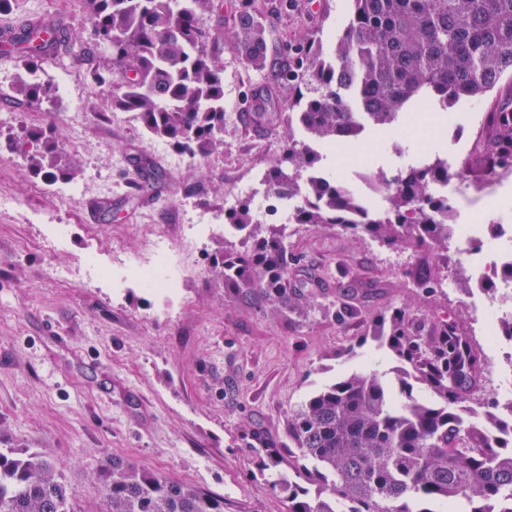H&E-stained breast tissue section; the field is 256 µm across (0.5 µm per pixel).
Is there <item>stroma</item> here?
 Masks as SVG:
<instances>
[{"label": "stroma", "mask_w": 512, "mask_h": 512, "mask_svg": "<svg viewBox=\"0 0 512 512\" xmlns=\"http://www.w3.org/2000/svg\"><path fill=\"white\" fill-rule=\"evenodd\" d=\"M272 27L281 34V59L303 41H319L333 53L348 22L346 0H266ZM62 14L70 31L84 23L80 0H16L9 22ZM261 83L232 52L224 54V97L232 118L224 145L208 157L189 156L181 173L163 168L148 191L127 195L138 182L134 158L158 160L154 137L137 121L113 126L100 119L110 95L88 76L72 86L84 102L89 134L72 140L57 101L18 103L0 99V448H37L61 469L86 512L100 493L92 474L108 459H129L146 469L234 499L241 512H287V501L255 477L259 443L286 440V416L314 390L369 365L392 366L370 339L371 318L394 307L458 325L483 365L497 351L458 289L467 266L448 270L426 252L410 251L403 265L392 250L335 224L298 226L288 239L294 256L293 290L305 297L301 312L272 310L262 296L226 294L212 271L224 245L216 227L189 260L176 302L139 285L114 290L83 284L59 270L93 258L111 268L112 254L134 258L146 250L139 229L144 216L177 234L178 198L196 197L201 209L224 214V195L248 173L268 140L284 146L286 122L259 128L246 120ZM512 97V79L477 100L455 107L456 125L436 147L457 162L461 175L486 173L469 141L485 134L498 100ZM51 132L63 159L78 167L80 201L62 206L51 186L33 176L21 153L9 147L25 127ZM328 153L321 168L367 158L370 168L395 167L389 139L367 128ZM66 225L60 249L44 246V217ZM449 277L445 292L429 296L415 283Z\"/></svg>", "instance_id": "35a3bbf8"}]
</instances>
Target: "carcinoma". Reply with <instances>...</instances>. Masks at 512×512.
I'll use <instances>...</instances> for the list:
<instances>
[{
	"mask_svg": "<svg viewBox=\"0 0 512 512\" xmlns=\"http://www.w3.org/2000/svg\"><path fill=\"white\" fill-rule=\"evenodd\" d=\"M84 28L55 44L29 33L9 55L18 69L14 99L39 102L52 87L29 78L44 63L88 62L96 84L112 86L111 105L131 112L150 135L191 155L224 145V43L203 25L214 0H83ZM231 50L247 69L264 75L252 119L280 120L275 84L296 83L298 118L318 143L359 137L365 125L394 128L401 112H447L479 98L512 77V0H349V20L332 56L322 44L302 42L294 61L270 70L276 33L256 0H243L232 17ZM116 70L104 74L98 58ZM491 136L482 156L492 171L512 170V101L489 118ZM32 153L36 174L47 182L71 180L42 128L16 146ZM320 153L288 137L266 175L267 191L293 189L317 168ZM448 160L436 157L404 170L389 196L388 213L365 224L358 201L334 181L307 186L309 203L295 223L336 224L394 250L430 252L448 267L453 227L432 222L430 212L453 210L432 196L448 179ZM224 223L247 230L239 244L224 243L213 272L234 297L260 293L273 305L297 307L290 291L287 225L261 223L250 203L224 210ZM372 339L398 366L395 377L356 370L315 390L288 412V445L257 448L270 490L288 501V512H512V404L470 405L482 375L478 355L456 325L401 307L374 319ZM422 386L427 395L416 397ZM100 512H236L220 495L121 458L97 470ZM320 484L310 496L308 483ZM57 466L37 448H0V512H85Z\"/></svg>",
	"mask_w": 512,
	"mask_h": 512,
	"instance_id": "carcinoma-1",
	"label": "carcinoma"
}]
</instances>
